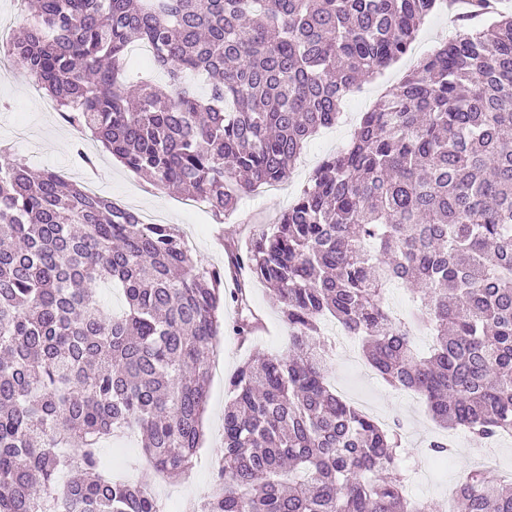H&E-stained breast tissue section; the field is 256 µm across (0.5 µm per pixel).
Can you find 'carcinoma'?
<instances>
[{
    "label": "carcinoma",
    "instance_id": "carcinoma-1",
    "mask_svg": "<svg viewBox=\"0 0 512 512\" xmlns=\"http://www.w3.org/2000/svg\"><path fill=\"white\" fill-rule=\"evenodd\" d=\"M483 2L471 33L382 94L277 223L226 245L229 267L249 274L229 292L175 225L145 224L0 150V512H160L151 473L191 469L224 303L250 339L252 281L280 308L287 352L253 354L229 378L219 490L204 512H433L405 497L401 424L332 388L326 315L441 427L479 448L512 435V13ZM441 5L20 0L27 27L0 54L62 122L221 223L242 195L286 180L358 77L408 55ZM136 41L167 81L132 98ZM189 73L205 75L207 95ZM105 282L122 288V311L97 300ZM392 283L416 295L408 318L385 305ZM416 323L434 336L424 356ZM120 434L143 443L136 483L104 475L98 445ZM456 512H512V480L469 471Z\"/></svg>",
    "mask_w": 512,
    "mask_h": 512
}]
</instances>
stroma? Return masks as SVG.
Returning a JSON list of instances; mask_svg holds the SVG:
<instances>
[{
    "mask_svg": "<svg viewBox=\"0 0 512 512\" xmlns=\"http://www.w3.org/2000/svg\"><path fill=\"white\" fill-rule=\"evenodd\" d=\"M456 35V30L448 26L447 12L433 14L420 26L411 56L392 64L382 74L362 78L359 87L345 96L341 103L342 121L311 137L280 191L242 196L236 210L221 222L214 219L207 206L153 188L140 174L104 152L92 138H79L57 113L46 109L45 94L29 92L31 80L17 64L0 68V142L11 143L12 154L33 171L51 169L66 177H83L79 155L83 152L94 155L100 195L157 217L162 223L176 225L198 266L223 267L228 263L225 244H246L255 225L273 223L308 184L323 159L351 140L356 130L354 122L362 112L368 111L384 90L397 86L421 58ZM251 291L260 324L251 343L240 344L229 332L220 340L212 363L204 437L193 466L187 475L164 480L155 489L160 505L170 506L172 512H201L202 505L216 491L219 464L224 455L227 378L249 354L259 351L278 355L285 348L287 329L277 304L261 284H253ZM329 372L337 392L350 404L377 421L397 420L403 425L402 455L406 462L420 464L406 487V497L435 504L441 512L452 505V489L475 463L469 453L472 442L468 434L462 430L442 432L423 399L390 387L374 374L366 365L357 339L350 337L337 344ZM443 434L447 435L452 452L446 462H431L427 445Z\"/></svg>",
    "mask_w": 512,
    "mask_h": 512,
    "instance_id": "35a3bbf8",
    "label": "stroma"
}]
</instances>
